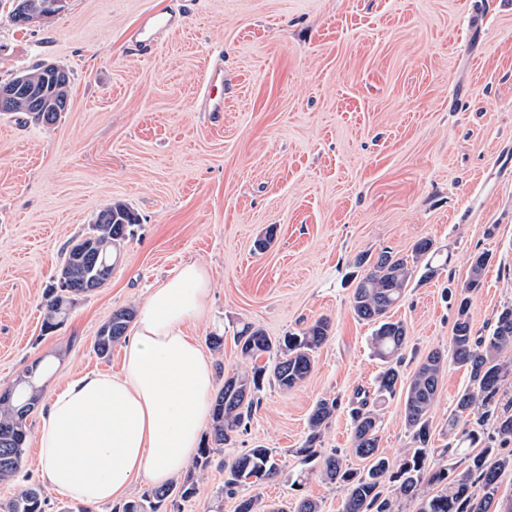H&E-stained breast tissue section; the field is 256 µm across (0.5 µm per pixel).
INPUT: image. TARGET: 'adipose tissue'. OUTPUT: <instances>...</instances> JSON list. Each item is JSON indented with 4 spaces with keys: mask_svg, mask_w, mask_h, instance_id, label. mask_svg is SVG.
<instances>
[{
    "mask_svg": "<svg viewBox=\"0 0 512 512\" xmlns=\"http://www.w3.org/2000/svg\"><path fill=\"white\" fill-rule=\"evenodd\" d=\"M209 269L196 261L150 289L123 346L120 371L70 375L37 432L40 478L90 505L123 500L136 480L163 485L195 454L214 371L186 331L207 312Z\"/></svg>",
    "mask_w": 512,
    "mask_h": 512,
    "instance_id": "obj_1",
    "label": "adipose tissue"
}]
</instances>
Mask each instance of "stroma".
Masks as SVG:
<instances>
[{"mask_svg": "<svg viewBox=\"0 0 512 512\" xmlns=\"http://www.w3.org/2000/svg\"><path fill=\"white\" fill-rule=\"evenodd\" d=\"M9 10L0 5V83L55 63L70 88L54 125L0 112V390L40 358L51 365L44 400L69 374L119 371L120 346L105 358L94 349L100 327L198 261L212 292L190 332L203 347L223 337L209 354L223 374L242 367L233 337L243 324L276 339L323 317L331 334L299 387L265 384L180 512H235L221 463L259 445L281 464L258 488L265 502L308 496L340 512L343 493L320 459L360 467L351 402L375 391L383 369L373 325L350 306L359 258L407 255L428 238L448 259L431 278L417 268L391 311L407 328L406 376L429 352L450 351V293L473 255L489 258L471 296L474 335L512 302V0H63L23 27ZM152 10L181 26L135 47L130 35ZM218 58L224 109L205 112L199 95ZM113 201L140 222L111 278L45 329V292L66 250ZM269 230L271 247L257 251ZM469 385L447 361L429 418L432 467L464 455L448 421ZM322 398L338 408L306 464L298 450ZM374 405L380 446L399 460L413 445L404 394Z\"/></svg>", "mask_w": 512, "mask_h": 512, "instance_id": "1", "label": "stroma"}]
</instances>
